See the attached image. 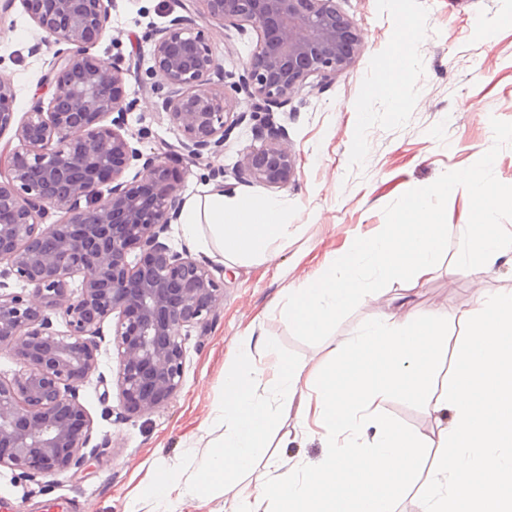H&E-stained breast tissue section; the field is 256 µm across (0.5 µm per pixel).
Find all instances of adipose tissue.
Segmentation results:
<instances>
[{
	"instance_id": "obj_1",
	"label": "adipose tissue",
	"mask_w": 512,
	"mask_h": 512,
	"mask_svg": "<svg viewBox=\"0 0 512 512\" xmlns=\"http://www.w3.org/2000/svg\"><path fill=\"white\" fill-rule=\"evenodd\" d=\"M181 220L185 236L204 253L240 265L270 260L276 244L295 230L278 198L229 196L219 186L189 199Z\"/></svg>"
}]
</instances>
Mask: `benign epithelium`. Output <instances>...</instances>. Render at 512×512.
<instances>
[{"mask_svg":"<svg viewBox=\"0 0 512 512\" xmlns=\"http://www.w3.org/2000/svg\"><path fill=\"white\" fill-rule=\"evenodd\" d=\"M19 2L37 33L33 51L55 48L49 102L38 100L24 113L18 146L0 159V170L7 169L0 180V350L19 364L12 379H0V468L33 482L80 469L98 454L79 389L98 366L104 322L115 319V386L124 415L150 412L180 389L187 343L223 304L224 282L209 261L166 242L182 210L181 176L165 154L133 146L122 58L84 51L103 38L114 0ZM193 2L223 25L254 26L260 39L228 84L187 17L150 30L152 72L165 88L159 108L180 131L179 148L202 162L248 121L261 145L243 152L235 179L288 186L295 159L273 109L288 105L311 77L333 83L357 55L361 30L336 0ZM230 89L259 102L235 114ZM15 98L0 74V132L13 123ZM11 276L29 289L7 291ZM53 313L65 329L54 327Z\"/></svg>","mask_w":512,"mask_h":512,"instance_id":"obj_1","label":"benign epithelium"}]
</instances>
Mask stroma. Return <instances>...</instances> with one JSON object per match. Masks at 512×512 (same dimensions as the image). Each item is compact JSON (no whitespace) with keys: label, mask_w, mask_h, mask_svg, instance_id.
Segmentation results:
<instances>
[{"label":"stroma","mask_w":512,"mask_h":512,"mask_svg":"<svg viewBox=\"0 0 512 512\" xmlns=\"http://www.w3.org/2000/svg\"><path fill=\"white\" fill-rule=\"evenodd\" d=\"M337 5L363 32L356 58L332 84L304 88L274 113L275 122L288 130L294 183L273 191L236 182L235 167L254 143L246 124L234 130L222 153L196 165L187 159L176 164L182 198L208 193L213 186L209 174L220 169L231 193L279 198L297 233L267 262L221 263L224 302L204 331L189 340L182 386L163 407L123 420L105 415V407H118L119 400L105 395L101 381L115 378L118 360L110 340H102L97 372L81 386L80 401L92 421L93 443H106V450L83 468L44 478L39 485L14 481L10 469H1L0 502L10 504L11 512H129L131 492L151 481L157 466H176L189 447L203 456L207 443L224 432L210 419L242 334L253 337L252 356L260 366L268 361L264 344L270 337L296 352L307 367L329 362L336 342L353 336L376 316V308L360 302L331 337L306 344L294 337L283 314L289 288L323 274L356 238L377 234L384 226V208L402 194L474 164L494 142L491 118L512 122V0H337ZM176 16L193 18L217 62L235 75L242 74L259 38L253 26L240 30L199 16L189 0H116L105 37L88 51L122 58L127 70L122 92L134 104L127 129L147 154L180 138L157 108L152 87L158 79L150 71L147 38L149 30L167 26ZM405 16L415 23L413 60L419 75L402 87V102L394 107L375 96L372 86ZM35 41L21 5L0 12V73L14 86L18 113L46 91L41 78L53 52L45 48L31 55ZM469 213L467 191L454 189L446 208L450 243L440 262L426 277L395 281L381 291L394 312H447V371L467 320L479 311L476 288L512 292V250L477 269L456 268ZM386 412L424 434L429 446L439 445L443 426L426 409L392 399ZM203 425L208 428L204 434L199 431ZM271 449L316 465L327 454V438L292 407L283 414Z\"/></svg>","instance_id":"obj_1"}]
</instances>
